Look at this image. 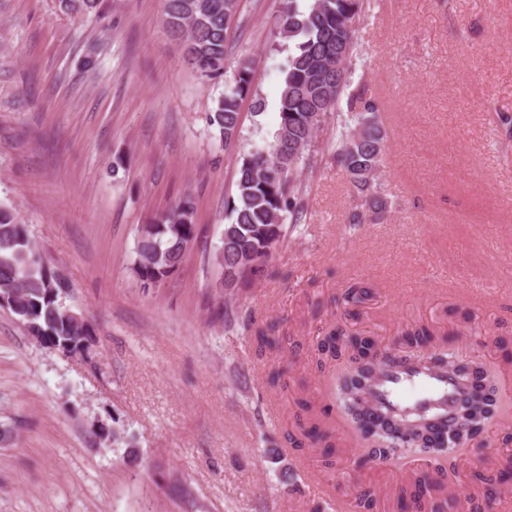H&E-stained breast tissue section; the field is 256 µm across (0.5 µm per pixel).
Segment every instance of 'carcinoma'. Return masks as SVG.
Wrapping results in <instances>:
<instances>
[{"label": "carcinoma", "mask_w": 512, "mask_h": 512, "mask_svg": "<svg viewBox=\"0 0 512 512\" xmlns=\"http://www.w3.org/2000/svg\"><path fill=\"white\" fill-rule=\"evenodd\" d=\"M240 5L241 0H165L166 29L183 43L185 59L201 76H224L235 37L231 23ZM61 6L75 15L99 13V0H61ZM378 6V0H309L300 10L296 0H284L272 30L274 37L292 43L279 98L278 129L272 141L241 154L235 195L226 202L228 223L211 257L221 271L234 273L235 287L264 272L253 266L255 258L271 259L273 254L264 249L279 250L288 225L307 223L312 188L303 181L302 172L315 164L308 146L327 125L331 131L323 158L345 175L352 191L346 223L375 224L390 212L392 202L376 177L385 131L367 81L362 76L354 79L361 58L357 31ZM247 98L254 114H260L265 102L253 90L250 62L243 60L208 115L209 126L226 146L241 137L240 106ZM194 215L195 203L185 196L138 227L132 270L139 280L159 282L178 272L187 245L199 234ZM68 290L67 280L45 262L16 211L0 203V298L41 345L76 354L88 348L91 331L82 314L65 306ZM248 326L254 328L258 354L279 347L271 328L255 326L251 317ZM404 346L402 354L382 353L369 339L349 336L339 327L317 345L320 366L348 357L336 376V401L371 442L369 455L381 461L395 459L399 433L406 428L430 429L428 442L440 456L450 453L445 443L454 438L472 442L494 417L496 398L479 396L468 377L448 373V353L435 349L427 330L405 333ZM409 364L428 374H449L459 394L448 416L394 408L375 397L373 388L384 368ZM302 435L322 445L324 457H331L333 442L327 435L314 428L302 430ZM96 436L112 446H125L129 459L137 457L133 439L118 420L98 428ZM442 487L424 472L416 478L411 498L432 499Z\"/></svg>", "instance_id": "cac0c4a2"}]
</instances>
